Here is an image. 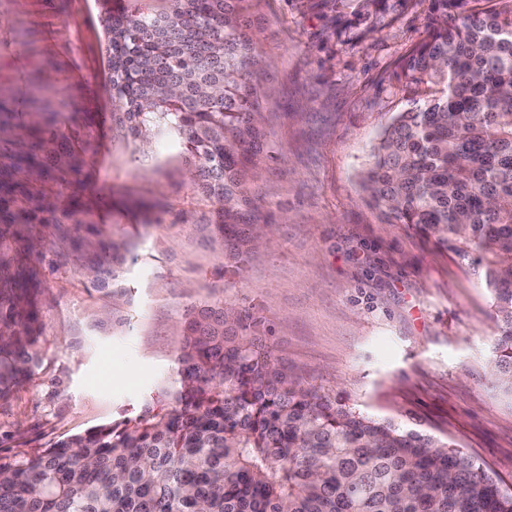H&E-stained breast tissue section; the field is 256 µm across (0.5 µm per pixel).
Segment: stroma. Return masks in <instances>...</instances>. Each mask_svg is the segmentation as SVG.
Returning <instances> with one entry per match:
<instances>
[{"label": "stroma", "instance_id": "obj_1", "mask_svg": "<svg viewBox=\"0 0 512 512\" xmlns=\"http://www.w3.org/2000/svg\"><path fill=\"white\" fill-rule=\"evenodd\" d=\"M426 11L258 0L242 17L262 57L256 192L274 223L237 269L186 155L101 125L100 0H0V181L10 211L31 217L0 257L21 258L24 287L42 291L41 366L0 398V449L135 415L174 378L188 316L234 307L299 381L453 439L512 488V401L488 376L485 288L414 229L380 223L359 184L381 131L413 105L397 73Z\"/></svg>", "mask_w": 512, "mask_h": 512}]
</instances>
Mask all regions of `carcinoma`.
Segmentation results:
<instances>
[{
  "mask_svg": "<svg viewBox=\"0 0 512 512\" xmlns=\"http://www.w3.org/2000/svg\"><path fill=\"white\" fill-rule=\"evenodd\" d=\"M253 0H103L112 122L177 140L216 203L224 256L257 227L260 60ZM429 0L398 78L428 91L371 148L360 184L473 272L497 332L488 369L512 400V0ZM0 280V397L40 363L37 288ZM233 307L187 323L172 386L139 414L45 448L0 453V512H512L457 443L303 385Z\"/></svg>",
  "mask_w": 512,
  "mask_h": 512,
  "instance_id": "obj_1",
  "label": "carcinoma"
}]
</instances>
